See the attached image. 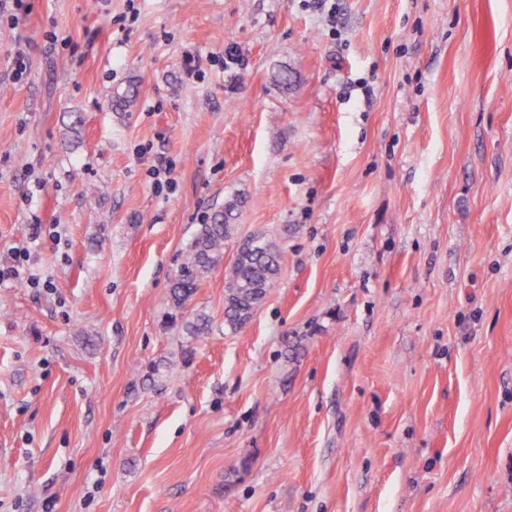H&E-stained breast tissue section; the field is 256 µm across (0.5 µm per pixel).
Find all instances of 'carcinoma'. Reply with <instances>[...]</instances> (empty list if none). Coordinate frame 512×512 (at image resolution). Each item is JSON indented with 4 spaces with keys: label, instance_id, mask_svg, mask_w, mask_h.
I'll return each mask as SVG.
<instances>
[{
    "label": "carcinoma",
    "instance_id": "1",
    "mask_svg": "<svg viewBox=\"0 0 512 512\" xmlns=\"http://www.w3.org/2000/svg\"><path fill=\"white\" fill-rule=\"evenodd\" d=\"M241 200L233 197L209 216L188 246L174 276L173 305L183 307L197 282L224 261V242L237 230L236 212ZM276 242L262 233L245 237L238 245L225 275L224 324L237 330L250 321L280 269Z\"/></svg>",
    "mask_w": 512,
    "mask_h": 512
}]
</instances>
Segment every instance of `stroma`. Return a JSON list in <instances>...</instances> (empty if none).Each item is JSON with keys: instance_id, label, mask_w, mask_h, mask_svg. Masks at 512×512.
I'll return each mask as SVG.
<instances>
[{"instance_id": "1", "label": "stroma", "mask_w": 512, "mask_h": 512, "mask_svg": "<svg viewBox=\"0 0 512 512\" xmlns=\"http://www.w3.org/2000/svg\"><path fill=\"white\" fill-rule=\"evenodd\" d=\"M28 2L0 512H512V0ZM234 196L281 249L236 332L223 268L171 298ZM12 263L6 267L0 265V282L4 280H15L17 282L28 283L29 285H39V281L29 272L27 263L30 259L28 248H14L11 252Z\"/></svg>"}]
</instances>
